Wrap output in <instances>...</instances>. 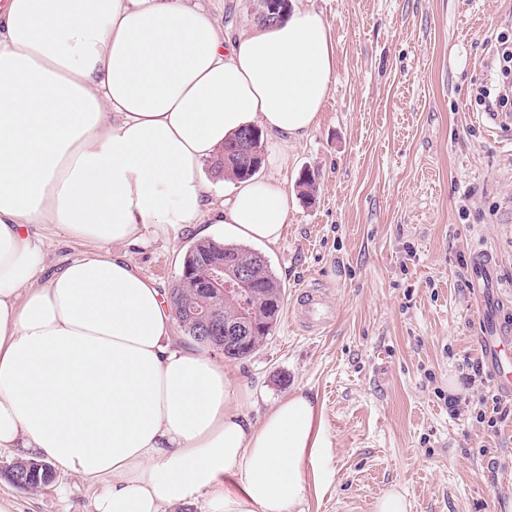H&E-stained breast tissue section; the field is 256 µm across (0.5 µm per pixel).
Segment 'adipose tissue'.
Instances as JSON below:
<instances>
[{
  "label": "adipose tissue",
  "instance_id": "adipose-tissue-1",
  "mask_svg": "<svg viewBox=\"0 0 512 512\" xmlns=\"http://www.w3.org/2000/svg\"><path fill=\"white\" fill-rule=\"evenodd\" d=\"M328 22L296 8L232 41L195 0H6L0 8V449L99 485L94 512H304L334 481L303 390L260 421L203 347L176 344L167 290L127 249L211 225L265 246L290 198L200 175L255 124L307 136L332 88ZM42 224L97 250L36 276Z\"/></svg>",
  "mask_w": 512,
  "mask_h": 512
}]
</instances>
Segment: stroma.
I'll use <instances>...</instances> for the list:
<instances>
[{"mask_svg":"<svg viewBox=\"0 0 512 512\" xmlns=\"http://www.w3.org/2000/svg\"><path fill=\"white\" fill-rule=\"evenodd\" d=\"M297 2L329 23L336 69L317 126L258 172L292 196L282 240L262 250L283 309L247 358L212 357L254 391L252 421L296 388L321 407L335 478L306 512L346 501L376 512L395 484L409 512H512V415L493 428L477 416L478 396L497 393L492 372L461 380L465 359H484L474 251H491L494 291L512 312V127L483 122L478 99L498 35L512 37V0ZM305 171L310 199L297 188ZM31 231L44 241L43 280L89 248ZM191 243L129 254L171 289ZM305 290L326 302L311 329L297 315ZM13 460L0 451V496L18 512H94L96 486L59 471L25 491L5 475Z\"/></svg>","mask_w":512,"mask_h":512,"instance_id":"35a3bbf8","label":"stroma"}]
</instances>
